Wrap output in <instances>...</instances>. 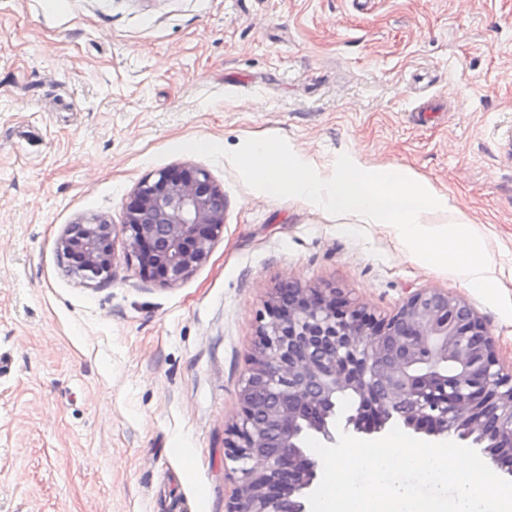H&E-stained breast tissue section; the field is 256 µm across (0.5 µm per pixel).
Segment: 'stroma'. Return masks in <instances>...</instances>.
<instances>
[{
    "label": "stroma",
    "instance_id": "35a3bbf8",
    "mask_svg": "<svg viewBox=\"0 0 512 512\" xmlns=\"http://www.w3.org/2000/svg\"><path fill=\"white\" fill-rule=\"evenodd\" d=\"M269 135L321 177L345 153L463 202L512 297V0H0V512H225V432L287 281L381 316L461 297L512 369V318L391 228L178 150ZM176 164L224 193L207 261L165 285L119 238L109 281L71 275L67 225L121 224Z\"/></svg>",
    "mask_w": 512,
    "mask_h": 512
}]
</instances>
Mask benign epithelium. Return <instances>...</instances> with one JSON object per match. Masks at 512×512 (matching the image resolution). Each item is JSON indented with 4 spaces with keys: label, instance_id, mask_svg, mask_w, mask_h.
I'll return each instance as SVG.
<instances>
[{
    "label": "benign epithelium",
    "instance_id": "obj_1",
    "mask_svg": "<svg viewBox=\"0 0 512 512\" xmlns=\"http://www.w3.org/2000/svg\"><path fill=\"white\" fill-rule=\"evenodd\" d=\"M223 233V191L206 170L174 165L139 183L123 224L81 219L58 252L68 272L106 281L121 234L143 276L172 284L206 262ZM267 315L239 389V421L224 437V457L236 463L226 512H306L318 467L305 439L336 442L332 419L344 397L354 400L346 426L357 432L399 419L417 433L469 439L512 474V371L468 301L416 289L381 317L335 286L288 281L273 290ZM255 459L262 468L250 466Z\"/></svg>",
    "mask_w": 512,
    "mask_h": 512
}]
</instances>
